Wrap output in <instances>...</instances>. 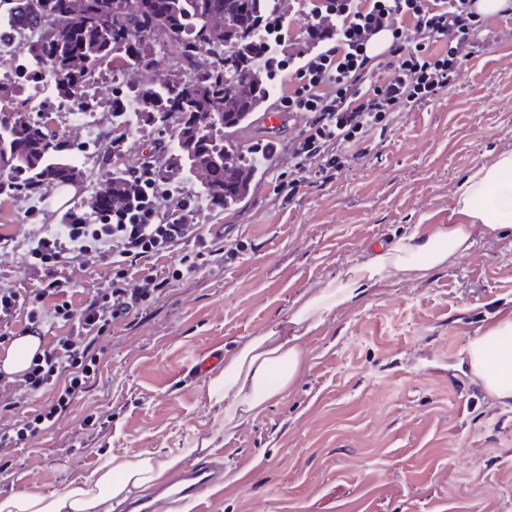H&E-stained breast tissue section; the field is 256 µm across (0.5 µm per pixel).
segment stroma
I'll return each mask as SVG.
<instances>
[{
	"instance_id": "obj_1",
	"label": "stroma",
	"mask_w": 512,
	"mask_h": 512,
	"mask_svg": "<svg viewBox=\"0 0 512 512\" xmlns=\"http://www.w3.org/2000/svg\"><path fill=\"white\" fill-rule=\"evenodd\" d=\"M496 38L473 57L450 92L404 112L375 135L359 165L290 205L273 193L291 169L297 122L268 127L265 101L233 133L239 148L270 143L271 167L258 171L236 207H205L201 223L243 241L242 258L174 282L142 315L96 341L102 361L89 390L50 429L11 449L0 492L63 494L106 458L170 452L200 444L192 462L223 461L224 482L204 512H512V406L495 402L470 371L474 336L512 318V234L482 238L469 257L423 280L392 279L367 288L306 339L308 367L294 388L233 434L215 438L224 405L208 399L197 357L229 355L239 342L285 321L293 302L360 261L378 242L447 224L461 183L512 151V18L486 16ZM26 42L0 41V94L15 92L14 61ZM179 71L152 68L91 75L85 105L104 130L85 138L64 123L57 103L29 112L67 153H86L78 202L112 176V100L117 89H148ZM49 185L36 196L0 194V288L26 294L42 286L25 259L42 225L59 223ZM108 267L58 269L73 302L104 287ZM105 422L80 436L86 417Z\"/></svg>"
}]
</instances>
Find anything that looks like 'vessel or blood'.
<instances>
[{
    "instance_id": "1",
    "label": "vessel or blood",
    "mask_w": 512,
    "mask_h": 512,
    "mask_svg": "<svg viewBox=\"0 0 512 512\" xmlns=\"http://www.w3.org/2000/svg\"><path fill=\"white\" fill-rule=\"evenodd\" d=\"M218 483L215 465L200 461L173 476L165 486L130 501L127 512H180L183 506L204 499Z\"/></svg>"
}]
</instances>
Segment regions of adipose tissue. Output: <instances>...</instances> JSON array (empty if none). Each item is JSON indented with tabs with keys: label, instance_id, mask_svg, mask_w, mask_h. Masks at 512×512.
I'll return each instance as SVG.
<instances>
[{
	"label": "adipose tissue",
	"instance_id": "obj_1",
	"mask_svg": "<svg viewBox=\"0 0 512 512\" xmlns=\"http://www.w3.org/2000/svg\"><path fill=\"white\" fill-rule=\"evenodd\" d=\"M451 213L458 223L372 249L366 259L296 300L284 322L242 340L238 350L225 357L223 368L206 379L208 398L224 405L225 433H234L295 385L306 369L305 335L365 289L394 278H425L470 256L476 236L512 233V151L477 168L460 185ZM466 353L472 374L487 392L500 402H512V319L474 337ZM191 454V449L182 448L163 458L147 452L115 456L63 494L0 498V512H118L132 494L151 487Z\"/></svg>",
	"mask_w": 512,
	"mask_h": 512
}]
</instances>
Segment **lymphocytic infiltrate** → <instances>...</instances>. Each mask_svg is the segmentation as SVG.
Returning a JSON list of instances; mask_svg holds the SVG:
<instances>
[{
    "label": "lymphocytic infiltrate",
    "instance_id": "obj_1",
    "mask_svg": "<svg viewBox=\"0 0 512 512\" xmlns=\"http://www.w3.org/2000/svg\"><path fill=\"white\" fill-rule=\"evenodd\" d=\"M481 25L474 0H288L259 15L250 33V73L276 90L277 111L301 124L290 147L295 169L275 179L278 199L292 203L310 181L332 180L366 156L375 131L447 90L480 52L473 34ZM381 33L385 54L369 55ZM167 172L165 155L155 153L113 171L130 202L112 206L97 196L68 208L56 230L28 249V262L46 275L44 286L27 295L0 289L1 345L21 316L35 334L45 324L68 329L36 355L14 391L10 406L35 398L41 404L0 425V454L67 414L97 375L99 336L137 317L185 275L239 255V247L217 246L210 225L200 223L205 193L186 181L173 184ZM176 249L178 264L166 263ZM90 252L110 260L108 285L76 307L53 274Z\"/></svg>",
    "mask_w": 512,
    "mask_h": 512
}]
</instances>
